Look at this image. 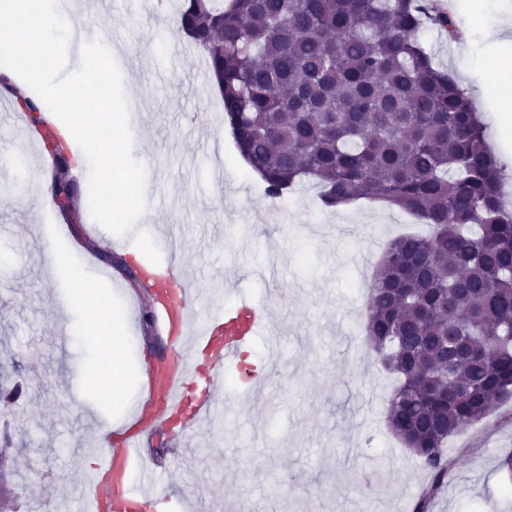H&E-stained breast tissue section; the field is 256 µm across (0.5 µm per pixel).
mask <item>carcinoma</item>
<instances>
[{
  "label": "carcinoma",
  "instance_id": "cac0c4a2",
  "mask_svg": "<svg viewBox=\"0 0 512 512\" xmlns=\"http://www.w3.org/2000/svg\"><path fill=\"white\" fill-rule=\"evenodd\" d=\"M178 31L206 59L241 156L283 197L313 181L338 208L385 202L431 225L393 239L367 300V333L398 377L387 420L431 474L416 512L448 483L444 448L512 400V202L470 98L421 33L452 40L431 0H182ZM44 134L54 203L82 223L71 155L46 106L0 76Z\"/></svg>",
  "mask_w": 512,
  "mask_h": 512
}]
</instances>
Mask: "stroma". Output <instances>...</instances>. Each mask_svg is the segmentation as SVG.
<instances>
[{
	"mask_svg": "<svg viewBox=\"0 0 512 512\" xmlns=\"http://www.w3.org/2000/svg\"><path fill=\"white\" fill-rule=\"evenodd\" d=\"M459 36L434 31L423 39L435 62L468 91L487 126L488 142L505 164V193L512 196V139L498 129L495 61H512V30L492 37L503 0H451ZM180 0H88L85 16L108 22L107 37L122 51L134 158L154 189L145 224L132 249L115 246L105 228L90 231L88 203L82 221L68 224L55 208L38 205L39 189L26 177L44 158L24 132L0 140V383L27 390L0 417V436L17 449L10 465L11 498L19 512H80L77 488L91 455L89 424H100L113 402L90 383L106 370L98 346L104 338L77 286L115 303L137 297L126 353L154 363L169 347L155 322L147 291L101 258L112 252L136 265L161 260V237L181 245L182 262L200 294L247 290L277 317L278 343L257 337L247 362L267 370L258 398L224 385L223 402L237 408L234 433L246 447L215 441L207 427L187 447L160 431L144 444L148 466L163 475L166 512H413L428 470L392 434L388 399L395 378L368 347L367 288L387 244L405 232L429 234L427 225L396 207L365 200L342 211L324 208L320 189L303 183L269 198L262 181L223 131L221 95L202 69L199 52L185 44L171 53ZM224 172L222 182L201 176L199 163ZM64 249L73 274L56 275L45 249ZM76 309L67 329L59 318ZM451 480L431 512H512V403L452 437L445 450Z\"/></svg>",
	"mask_w": 512,
	"mask_h": 512,
	"instance_id": "obj_1",
	"label": "stroma"
}]
</instances>
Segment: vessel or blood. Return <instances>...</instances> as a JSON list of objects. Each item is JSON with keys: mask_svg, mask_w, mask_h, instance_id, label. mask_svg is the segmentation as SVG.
I'll return each instance as SVG.
<instances>
[{"mask_svg": "<svg viewBox=\"0 0 512 512\" xmlns=\"http://www.w3.org/2000/svg\"><path fill=\"white\" fill-rule=\"evenodd\" d=\"M161 268L152 282L173 296L158 309L161 321L176 329L173 364L149 379L153 413L140 433L111 442L108 449H96L86 512H159L160 482L154 470L142 463L144 437L173 425V411L182 408L188 411L182 422L187 435L203 417L233 422L231 408L221 400L228 372L236 373L250 395H260L265 386L263 373L245 367L240 356L268 329L267 306L243 295L234 308H225L219 288L212 289L208 297H200L174 255H167Z\"/></svg>", "mask_w": 512, "mask_h": 512, "instance_id": "1", "label": "vessel or blood"}]
</instances>
